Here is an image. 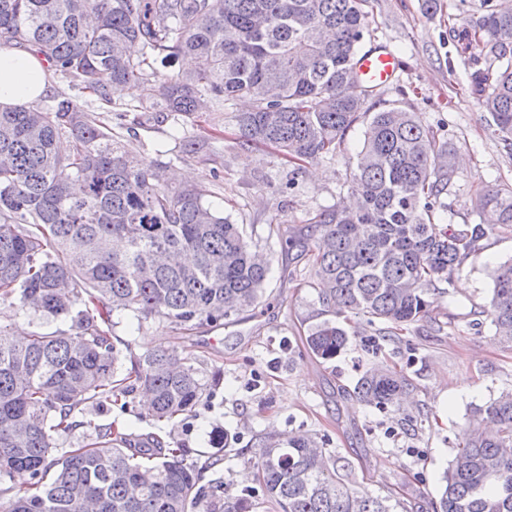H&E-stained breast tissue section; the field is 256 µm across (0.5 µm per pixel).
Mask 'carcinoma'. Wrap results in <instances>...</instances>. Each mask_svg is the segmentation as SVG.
Wrapping results in <instances>:
<instances>
[{"label":"carcinoma","instance_id":"obj_1","mask_svg":"<svg viewBox=\"0 0 512 512\" xmlns=\"http://www.w3.org/2000/svg\"><path fill=\"white\" fill-rule=\"evenodd\" d=\"M366 0H0V45L33 46L54 73L100 107L188 118L204 97L222 106L253 100L236 115L241 147L263 144L289 160L336 155L373 92L355 71L367 30ZM475 67L479 105L512 145V12L483 0L457 33ZM139 42L142 53L126 51ZM183 56L195 65L157 79ZM456 150L414 113H374L351 173L352 208L309 218L315 233L288 246L310 254L320 301L400 330L429 315L430 286L448 280L476 244L512 229V189L482 190L490 224L440 229L441 195ZM212 192L172 187L146 170L66 96L0 112V300L20 314L71 323L76 333L16 338L0 326V512H394L389 499L357 490L305 434L269 439L254 463L262 495L224 499V482L201 483L187 449L160 436V450L129 453L128 438L78 406L118 402L137 388L153 416L171 422L199 402L206 382L175 353L148 352L123 368L112 316L158 318L192 330L255 307L271 267L254 258L240 225L208 201ZM489 316L512 343V263L494 278ZM339 323L306 336L313 355L346 346ZM407 380L376 365L356 394L379 407ZM84 429L63 453L55 436ZM512 391L475 411L436 512H512Z\"/></svg>","mask_w":512,"mask_h":512}]
</instances>
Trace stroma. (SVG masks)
<instances>
[{
  "instance_id": "35a3bbf8",
  "label": "stroma",
  "mask_w": 512,
  "mask_h": 512,
  "mask_svg": "<svg viewBox=\"0 0 512 512\" xmlns=\"http://www.w3.org/2000/svg\"><path fill=\"white\" fill-rule=\"evenodd\" d=\"M369 30L363 45H383L400 60L396 78L376 87L343 138L336 156L294 164L272 149L242 151L235 121L244 102L202 110L185 120L146 121L135 133L127 120L101 109L93 97L59 75L50 95L72 97L94 111L115 139L149 166L164 164L177 180L212 190V204L241 224L247 237L271 261L262 303L254 310L187 331L165 321L113 316L112 340L123 361L152 350L187 358L204 379L218 377L192 413L176 426L152 417L142 392L126 403L91 404L77 417L123 427L130 442L143 446L152 435L173 432L190 448L191 462L203 464L214 430H223L229 448L218 467L204 468L203 481L220 480L226 498L248 489L261 438L308 434L344 466L353 487L399 500L402 512H433L461 431L473 412L512 389V344L498 341L488 317L491 289L500 265L512 260V232L488 234L448 281L435 283L428 318L400 335L383 333L366 317L341 318L348 335L334 359L309 351L310 328L331 314L320 303L311 264L286 251L283 235L303 227L315 214L348 200L350 171L371 113L397 104L423 124L441 129L462 165L441 199L447 209L440 226L461 229L480 221L477 194L485 187L512 188V150L466 87L473 68L448 35L482 12V0H439L427 11L423 0H367ZM201 149L183 152V136ZM387 365L411 379L399 403L379 409L354 394L360 376L373 364ZM470 393H459L461 381Z\"/></svg>"
}]
</instances>
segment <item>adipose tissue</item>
I'll return each mask as SVG.
<instances>
[{"label": "adipose tissue", "mask_w": 512, "mask_h": 512, "mask_svg": "<svg viewBox=\"0 0 512 512\" xmlns=\"http://www.w3.org/2000/svg\"><path fill=\"white\" fill-rule=\"evenodd\" d=\"M52 69L36 50L0 47V111L29 108L45 97Z\"/></svg>", "instance_id": "ef3b65f1"}]
</instances>
